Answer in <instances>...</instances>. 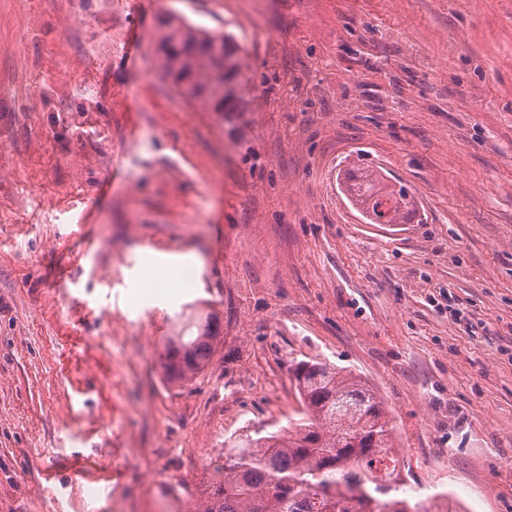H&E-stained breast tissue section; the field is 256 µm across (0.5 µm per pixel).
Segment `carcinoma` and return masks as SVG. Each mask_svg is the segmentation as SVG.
Returning <instances> with one entry per match:
<instances>
[{
    "mask_svg": "<svg viewBox=\"0 0 512 512\" xmlns=\"http://www.w3.org/2000/svg\"><path fill=\"white\" fill-rule=\"evenodd\" d=\"M162 74L208 112L249 111L237 44L183 18H167L155 42ZM343 187L371 224H407L417 211L407 185L348 169ZM215 332L168 338L165 377L185 382L209 360ZM307 418L282 432L256 434L224 452L223 478L203 512H430L410 510L383 402L351 370L301 361L293 369Z\"/></svg>",
    "mask_w": 512,
    "mask_h": 512,
    "instance_id": "1",
    "label": "carcinoma"
}]
</instances>
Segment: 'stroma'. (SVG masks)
<instances>
[{"mask_svg":"<svg viewBox=\"0 0 512 512\" xmlns=\"http://www.w3.org/2000/svg\"><path fill=\"white\" fill-rule=\"evenodd\" d=\"M169 10L233 34L249 112L159 74ZM351 166L413 223H367ZM301 360L375 390L411 503L512 512V0H0V512H192L189 459L300 419ZM343 187L370 224H407L417 211L415 197L400 181L388 182L363 169H347ZM207 327L204 332L188 340L184 339L185 336L167 339L161 355V365L168 381H189L203 369L212 354L213 341L217 337L215 331L209 328L210 325Z\"/></svg>","mask_w":512,"mask_h":512,"instance_id":"35a3bbf8","label":"stroma"}]
</instances>
